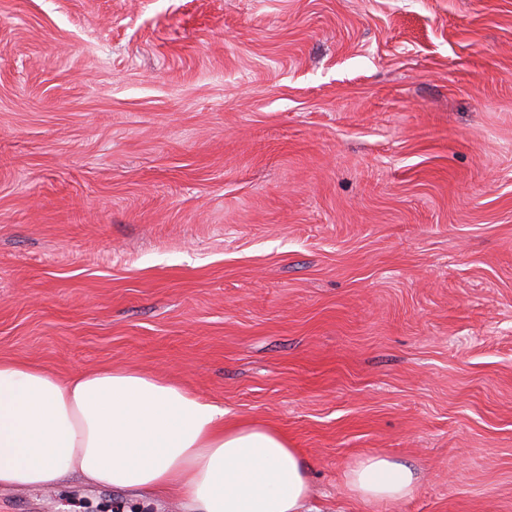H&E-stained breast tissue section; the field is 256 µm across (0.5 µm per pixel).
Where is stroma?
Instances as JSON below:
<instances>
[{"mask_svg": "<svg viewBox=\"0 0 512 512\" xmlns=\"http://www.w3.org/2000/svg\"><path fill=\"white\" fill-rule=\"evenodd\" d=\"M0 358L185 383L318 512H512V0H0ZM413 467L380 455H369L350 469L347 485L362 500L374 504L399 502L410 497L417 484Z\"/></svg>", "mask_w": 512, "mask_h": 512, "instance_id": "35a3bbf8", "label": "stroma"}]
</instances>
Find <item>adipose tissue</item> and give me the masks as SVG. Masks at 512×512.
<instances>
[{"label": "adipose tissue", "mask_w": 512, "mask_h": 512, "mask_svg": "<svg viewBox=\"0 0 512 512\" xmlns=\"http://www.w3.org/2000/svg\"><path fill=\"white\" fill-rule=\"evenodd\" d=\"M76 474L185 512H314L298 449L277 430L225 420L184 385L108 367L59 378L0 359V491L55 489ZM413 467L369 455L347 485L374 504L410 497Z\"/></svg>", "instance_id": "obj_1"}]
</instances>
